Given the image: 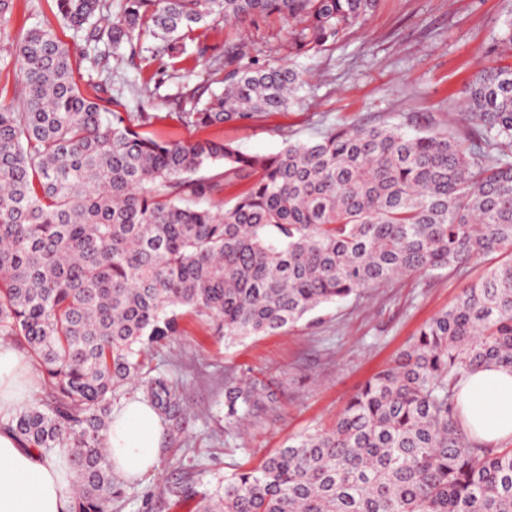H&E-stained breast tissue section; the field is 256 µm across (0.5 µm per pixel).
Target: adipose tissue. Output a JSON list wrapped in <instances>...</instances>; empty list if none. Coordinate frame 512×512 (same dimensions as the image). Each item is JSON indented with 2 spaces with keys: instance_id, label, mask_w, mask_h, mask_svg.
I'll return each instance as SVG.
<instances>
[{
  "instance_id": "ef3b65f1",
  "label": "adipose tissue",
  "mask_w": 512,
  "mask_h": 512,
  "mask_svg": "<svg viewBox=\"0 0 512 512\" xmlns=\"http://www.w3.org/2000/svg\"><path fill=\"white\" fill-rule=\"evenodd\" d=\"M40 377L30 361L0 343V419H8L33 397ZM470 432L495 444L512 438V368L491 366L469 375L458 392ZM164 423L147 398L133 394L113 409L108 461L115 472L139 479L157 465ZM63 454L23 446L0 429V512H70L73 479Z\"/></svg>"
}]
</instances>
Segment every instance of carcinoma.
<instances>
[{"label":"carcinoma","mask_w":512,"mask_h":512,"mask_svg":"<svg viewBox=\"0 0 512 512\" xmlns=\"http://www.w3.org/2000/svg\"><path fill=\"white\" fill-rule=\"evenodd\" d=\"M377 0H56L85 50L163 42L162 66L198 62L213 20L277 13L288 49L314 56L363 26ZM197 44L196 51L188 43ZM253 45L216 57L224 90L177 113L184 126L248 123L298 102L304 72L245 68ZM23 110L0 104V336L36 358L44 399L4 426L32 448L67 449L70 512H112L123 483L106 440L112 398L138 382L173 426L182 397L143 356L187 313L228 340L280 333L325 304L396 276L503 255L455 306L368 381L336 423L224 477L198 512H512V446L465 428L457 392L490 364L512 368V65L469 83L462 140L428 115L331 128L274 155L222 139L144 131L160 116L107 111L73 76L69 46L33 27L0 33ZM229 180L248 187L222 204ZM273 404L260 382L224 379L228 426Z\"/></svg>","instance_id":"1"}]
</instances>
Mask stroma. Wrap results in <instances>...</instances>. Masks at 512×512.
Here are the masks:
<instances>
[{
    "mask_svg": "<svg viewBox=\"0 0 512 512\" xmlns=\"http://www.w3.org/2000/svg\"><path fill=\"white\" fill-rule=\"evenodd\" d=\"M512 24V0H378L365 25L322 54L290 58L288 24L260 17L246 29L217 23L209 31L213 54L228 41H253L259 62H293L306 83L300 102L246 124L198 128L170 115L189 110L190 96L207 99L224 88L209 60L154 85L150 56L160 42L142 35L136 48L111 43L84 56L79 33L64 24L55 0H15L4 26L21 33L52 30L71 51L80 76L110 75L111 94L126 112H151L161 122L151 133L175 140L220 137L246 154L271 155L288 142L319 138L352 124L399 122L433 115L436 127L464 138L457 122L463 91L479 71L500 65L489 47ZM481 259L461 270L408 274L361 291L308 315L286 332L227 340L205 319L186 315L178 336L156 345L143 373L167 374L180 390L186 417L166 427L154 471L126 481L112 512H196L202 492L223 486L225 476L258 466L289 440L331 424L350 397L391 365L421 328L453 306L489 266ZM256 376L281 390L277 409L254 417L246 432L224 426V379Z\"/></svg>",
    "mask_w": 512,
    "mask_h": 512,
    "instance_id": "1",
    "label": "stroma"
}]
</instances>
